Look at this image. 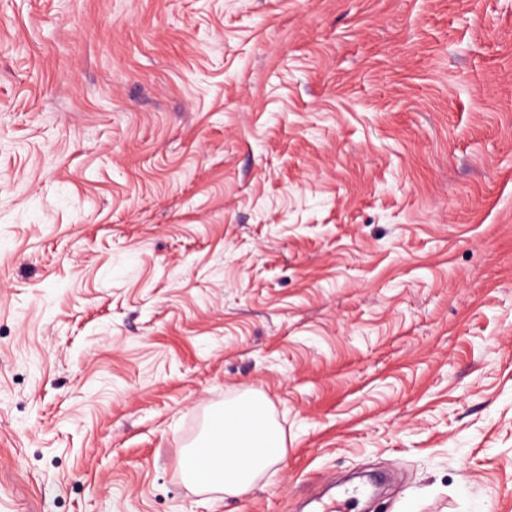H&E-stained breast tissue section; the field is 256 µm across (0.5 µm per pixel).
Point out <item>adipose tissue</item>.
<instances>
[{"label":"adipose tissue","instance_id":"1","mask_svg":"<svg viewBox=\"0 0 512 512\" xmlns=\"http://www.w3.org/2000/svg\"><path fill=\"white\" fill-rule=\"evenodd\" d=\"M207 430L214 445L186 458L182 468L185 482L203 491L245 494L260 474L285 455L282 433L264 401L253 395L214 411Z\"/></svg>","mask_w":512,"mask_h":512}]
</instances>
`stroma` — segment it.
<instances>
[{
	"label": "stroma",
	"instance_id": "stroma-1",
	"mask_svg": "<svg viewBox=\"0 0 512 512\" xmlns=\"http://www.w3.org/2000/svg\"><path fill=\"white\" fill-rule=\"evenodd\" d=\"M263 398L247 494L181 460ZM512 512V0H0V512Z\"/></svg>",
	"mask_w": 512,
	"mask_h": 512
}]
</instances>
